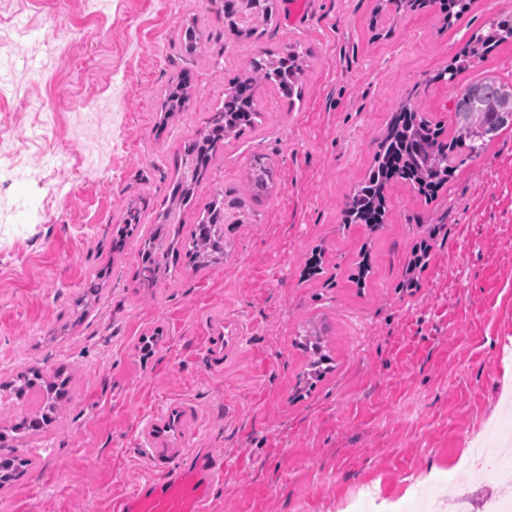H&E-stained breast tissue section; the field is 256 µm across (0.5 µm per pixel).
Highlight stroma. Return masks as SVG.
<instances>
[{
    "instance_id": "obj_1",
    "label": "stroma",
    "mask_w": 512,
    "mask_h": 512,
    "mask_svg": "<svg viewBox=\"0 0 512 512\" xmlns=\"http://www.w3.org/2000/svg\"><path fill=\"white\" fill-rule=\"evenodd\" d=\"M257 39L224 30V0H0V383L36 365L63 370L71 399L43 431L38 462L0 495V512H111L151 476L141 421L187 399L204 423L190 444L224 460L214 512H357L364 486L380 512H411L417 486L452 482L443 512L465 495L486 512L498 473L475 471L473 448L511 409L512 131L481 157L456 152L432 198L388 190L383 226L346 220L393 112L410 103L443 128L456 85L489 73L512 80V43L454 82L436 80L512 0H474L452 27L436 7L400 13L379 0H276ZM206 18L208 51L179 50L190 16ZM311 52L300 101L264 95L263 124L227 143L189 205L172 183L184 143L224 88L265 50ZM187 77V111L161 112L170 79ZM119 92L112 161L73 141L70 112ZM274 163L273 188L235 206L253 155ZM224 189L230 222L222 264L193 273L167 259L152 288L139 281L135 241L114 248L130 203L141 235L158 213L192 223ZM430 262L413 295L400 285L410 253ZM102 291L86 305L90 280ZM327 315L331 372L302 383L293 345ZM230 343L213 370L206 326Z\"/></svg>"
}]
</instances>
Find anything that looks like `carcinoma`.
<instances>
[{
  "instance_id": "carcinoma-1",
  "label": "carcinoma",
  "mask_w": 512,
  "mask_h": 512,
  "mask_svg": "<svg viewBox=\"0 0 512 512\" xmlns=\"http://www.w3.org/2000/svg\"><path fill=\"white\" fill-rule=\"evenodd\" d=\"M233 9L224 13V24L241 40L253 38L263 26L274 18V0H232ZM439 6V12L447 26L459 21L470 9L473 0H430ZM512 38V25L500 21L490 23L486 34L476 37L467 53L458 58L452 70L464 71L471 61L487 52L492 46ZM183 44L190 55L203 52L201 25L198 18L184 30ZM308 61L288 47L281 52H265L252 61L251 69L229 81L224 90V101L209 112L205 126L196 131L184 146V171L172 189L173 198L184 203L195 186L203 179L216 152L224 140L237 136L245 129L259 126L261 112L257 109V93L261 85L280 92L287 98L299 93V84ZM190 99L187 83L173 81L162 94V111L172 114L186 109ZM454 126L448 133V141L440 139L441 132L430 120L404 106L395 113L385 135L379 143L373 168L368 178L348 197L346 213L350 222L378 228L381 220L378 211L385 207L386 192L391 183L402 181L427 194L448 182L450 155L458 147L473 157L484 153L487 146L503 131L512 128V82L495 76H484L456 89L451 99ZM273 170L264 155L251 159L246 181V191L260 195L272 187ZM224 191L214 193L211 201L197 218L190 238L184 241V249L191 259L194 270H203L224 261ZM161 241L152 235L144 240L142 263L139 270L141 283L154 285L160 276L162 263L159 259ZM327 332L303 329L294 339L295 345L308 354L305 371L316 377L323 373L324 336ZM39 384L44 392V408L56 418L60 417L59 388L51 375L35 376L27 370L0 385L20 396L33 384ZM35 464L31 456L20 458L9 454L0 455V489L10 484L21 467Z\"/></svg>"
}]
</instances>
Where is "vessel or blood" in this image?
I'll return each instance as SVG.
<instances>
[{"mask_svg": "<svg viewBox=\"0 0 512 512\" xmlns=\"http://www.w3.org/2000/svg\"><path fill=\"white\" fill-rule=\"evenodd\" d=\"M207 354L213 367L223 366V320L210 325ZM198 423V410L187 400L141 422L139 437L152 478L114 500L112 512H212V489L222 479L224 464L190 448Z\"/></svg>", "mask_w": 512, "mask_h": 512, "instance_id": "1", "label": "vessel or blood"}]
</instances>
